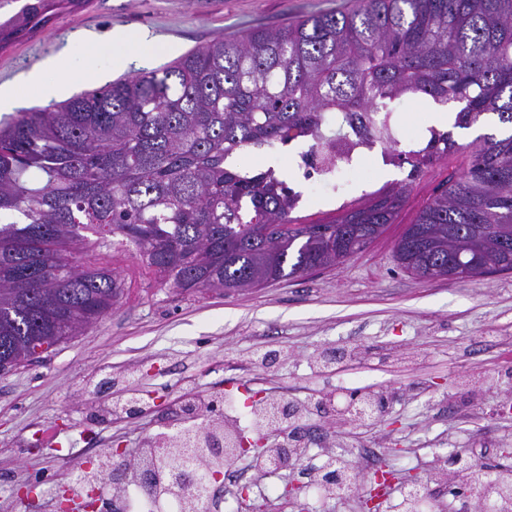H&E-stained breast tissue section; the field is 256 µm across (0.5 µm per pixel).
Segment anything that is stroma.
Segmentation results:
<instances>
[{
  "instance_id": "obj_1",
  "label": "stroma",
  "mask_w": 512,
  "mask_h": 512,
  "mask_svg": "<svg viewBox=\"0 0 512 512\" xmlns=\"http://www.w3.org/2000/svg\"><path fill=\"white\" fill-rule=\"evenodd\" d=\"M0 0V25L15 21L16 45L0 53V84H11L46 57L70 47L75 66L87 63L75 35L107 36L122 29L156 36L152 68L178 55L250 29H276L304 17L346 10L354 0ZM392 125L402 150L417 147L436 106L427 100L394 103ZM460 149L423 167L388 231L363 252L327 269L235 292L178 294L157 285L140 258L119 251L108 261L123 279L118 303L78 336L16 370L0 374V508L56 512V497L78 466L118 448H138L178 425L186 397H224L225 417L254 437L251 409L258 399L287 393L305 406L300 428L316 429L306 462L326 454L374 448L396 480H428L436 498L448 499L447 481L434 477L435 460L460 448L478 459L504 462L512 453V272L454 283L400 271L394 244L403 227L467 162L472 135L454 129ZM407 167L380 154L363 157L336 185L294 181L303 199L295 214L331 221L343 208L404 180ZM347 350L327 365L321 353ZM283 355L259 368L262 353ZM134 387L143 414L118 413ZM390 395L378 420L342 421L339 408L355 393ZM334 395L335 406L314 403ZM305 512H365L362 490L323 496L307 485ZM29 493L19 501L18 490Z\"/></svg>"
}]
</instances>
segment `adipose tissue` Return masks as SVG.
I'll list each match as a JSON object with an SVG mask.
<instances>
[{
    "instance_id": "adipose-tissue-1",
    "label": "adipose tissue",
    "mask_w": 512,
    "mask_h": 512,
    "mask_svg": "<svg viewBox=\"0 0 512 512\" xmlns=\"http://www.w3.org/2000/svg\"><path fill=\"white\" fill-rule=\"evenodd\" d=\"M82 42L89 59L82 74L73 73L69 51L61 50L46 58L23 77L22 83L29 93L41 102L47 103L68 95L83 78L106 79L108 69L97 67L94 63L100 49L99 41L95 36L87 35L83 37Z\"/></svg>"
}]
</instances>
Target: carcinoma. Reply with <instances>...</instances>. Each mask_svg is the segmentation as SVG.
I'll return each mask as SVG.
<instances>
[{"label":"carcinoma","mask_w":512,"mask_h":512,"mask_svg":"<svg viewBox=\"0 0 512 512\" xmlns=\"http://www.w3.org/2000/svg\"><path fill=\"white\" fill-rule=\"evenodd\" d=\"M409 98L451 108L455 128L494 117L512 129V0H357L20 112L0 128V371L115 305L110 250L135 253L180 294L259 288L363 250L422 168L460 149L451 132L427 128L422 149L396 153L406 180L328 224L292 216L299 193L275 168L227 160L350 133L396 144L391 105ZM469 148L397 241L403 271L512 270V132Z\"/></svg>","instance_id":"obj_1"}]
</instances>
